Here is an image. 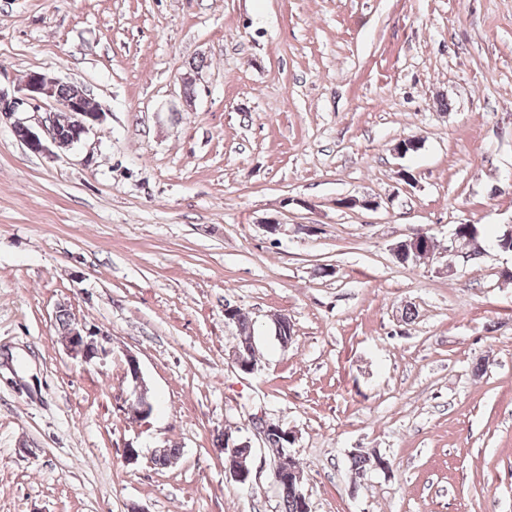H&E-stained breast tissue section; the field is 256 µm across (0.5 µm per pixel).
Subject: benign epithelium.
I'll use <instances>...</instances> for the list:
<instances>
[{"instance_id": "1", "label": "benign epithelium", "mask_w": 512, "mask_h": 512, "mask_svg": "<svg viewBox=\"0 0 512 512\" xmlns=\"http://www.w3.org/2000/svg\"><path fill=\"white\" fill-rule=\"evenodd\" d=\"M64 87L69 88V94L66 98H61L60 90ZM20 91L27 99L47 100L55 104V113L47 117L46 122L33 127L22 122L14 123V129L23 132V142L27 148L34 153H43L48 151V145L52 144L58 148H66L81 141L82 137L94 126L105 120L106 114L99 109H91L86 106L88 97L84 90L75 85L64 83L56 78L50 77L45 73L31 72L27 74ZM65 123L71 130V140H63L57 131L59 123ZM405 251H411L418 255L427 251L428 243L426 240L417 236H409L405 241L396 243L392 247V254L398 255L400 248ZM62 344L66 352L72 358L86 366L103 365L112 357V335L101 329H95L72 318L70 319L68 329L62 336ZM125 374L130 378L135 397L134 403L130 407L133 418H146L152 412V404L146 383L142 376L139 360L132 354H125ZM227 475L235 483L242 486L251 485V467L250 464H243L227 470ZM288 477V482L302 488L301 471L297 468H281L279 464H274L271 472L273 483H279L283 477Z\"/></svg>"}]
</instances>
